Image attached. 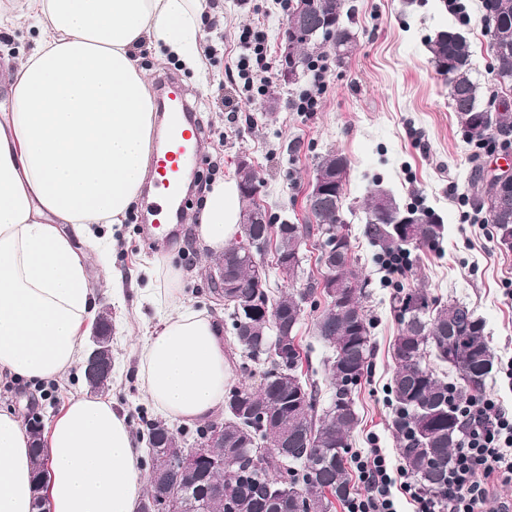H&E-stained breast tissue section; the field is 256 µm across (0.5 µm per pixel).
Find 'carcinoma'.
I'll list each match as a JSON object with an SVG mask.
<instances>
[{"label": "carcinoma", "instance_id": "carcinoma-1", "mask_svg": "<svg viewBox=\"0 0 512 512\" xmlns=\"http://www.w3.org/2000/svg\"><path fill=\"white\" fill-rule=\"evenodd\" d=\"M330 6L336 16V28L322 36L336 49L340 61L355 50L356 37L351 16L342 0H313V23L319 10ZM486 18L495 22L500 41L491 45L493 70L499 84L512 91V0H483ZM455 37L425 42L430 60L448 85L456 87L451 106L466 140L481 143L495 134L512 133V98L501 111L492 112L483 105L481 84L472 76L471 44L458 28L447 27ZM483 111L487 120L478 128L472 120ZM350 165L347 156L329 150L319 158L314 176L336 173V189L329 202L310 210L312 224H290L288 235L276 230L279 254L302 255L307 242L321 250L326 232L334 230L344 239V249L336 252V276L344 286L345 301L333 302L327 289H319L316 279H307L302 289H292L270 299L268 288L250 292L288 321L286 336H247L248 312L224 302L230 326V341L256 365L263 367L259 388L233 387L224 394V462L233 463L224 477V499L209 496L208 485L220 477L206 472L181 491V512H299L298 503L308 504L304 512H331L333 501H344L351 493L347 450L358 424L353 390L368 372L372 350V321L363 304L366 281L355 269L353 242L346 226L342 198ZM478 206L486 209L487 223L498 238L512 239V197L485 184L474 194ZM396 208L417 216L411 234L402 235L386 219L374 220L371 200L365 198L361 235L384 256L403 251L413 244H429L443 236L444 224L435 212L419 214L392 198ZM273 219L265 224H244L240 239L224 250L234 259L233 272L243 280L250 278L259 252L250 246L252 238L269 236ZM324 306L315 319L317 336L332 349L327 360L333 388L331 406L325 414L316 411L318 386L305 379L301 371V351L296 342L305 307ZM400 328L391 345L394 372L390 394L394 407L391 428L399 444L405 469L422 487L433 493L448 490V465L454 451L463 445L466 426L462 407L465 401L485 393L494 367V353L487 339L484 321L467 305L431 297L423 287L399 291L393 299ZM432 353L451 364L456 381L435 374L426 364ZM147 431L146 467L148 481L158 464L168 455L164 447L168 424L145 421ZM288 442V450L259 448L270 428Z\"/></svg>", "mask_w": 512, "mask_h": 512}]
</instances>
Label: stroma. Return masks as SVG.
<instances>
[{
    "instance_id": "1",
    "label": "stroma",
    "mask_w": 512,
    "mask_h": 512,
    "mask_svg": "<svg viewBox=\"0 0 512 512\" xmlns=\"http://www.w3.org/2000/svg\"><path fill=\"white\" fill-rule=\"evenodd\" d=\"M459 9H445L442 0H345L354 12L357 36L354 54L330 63L326 87L315 112H297L291 103L314 89L313 79L293 85L270 79L258 103L241 92L238 75V34L251 25L265 30L270 49H277L286 23L280 0H207L204 37L199 46L206 67L205 82L178 59L164 56L153 44L137 53L150 78L173 72L189 89L204 127L200 148L204 162L187 213L202 209L205 191L220 178L235 175L237 159L247 156L262 186L259 201L276 219L305 223V193L320 155L333 149L350 161L343 207L358 258L357 271L370 281L365 305L373 322V356L355 390L359 424L352 450L380 447L393 466L402 460L390 428L393 408L387 387L393 375L391 344L399 324L389 299L398 288L425 285L431 297L467 304L486 324L496 369L486 392L512 412V380L502 371L512 362V249L500 245L493 229L484 228L486 213L465 194L494 155L466 143L450 106L448 85L430 61L424 42L443 25L460 28L472 47L474 75L493 88L490 35L481 0H458ZM234 95L237 110L224 111L220 99ZM391 189L402 205L429 207L442 218L444 237L435 244L410 250L412 266L397 283L374 258L375 250L361 236L362 204L372 182ZM150 201L141 196L125 224L115 228L118 241L106 265L91 267L93 279L105 267L135 274L146 257L170 254L183 272L180 291L198 308L217 310L203 271L210 256L196 244L191 224L167 225L165 234L145 237L138 226ZM315 312L306 311L297 340L307 360L309 378L330 397L323 361L331 351L314 333ZM159 320L153 306L138 291H127L123 307L112 310L113 379L108 394L129 418H157L145 399L130 356L133 344L152 331ZM86 386L73 375L50 384L44 397L28 395L20 383L0 381V403L24 417L48 420L68 399Z\"/></svg>"
}]
</instances>
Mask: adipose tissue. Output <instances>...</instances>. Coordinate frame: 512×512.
<instances>
[{
    "label": "adipose tissue",
    "mask_w": 512,
    "mask_h": 512,
    "mask_svg": "<svg viewBox=\"0 0 512 512\" xmlns=\"http://www.w3.org/2000/svg\"><path fill=\"white\" fill-rule=\"evenodd\" d=\"M204 0H7L0 25H25L32 46L4 56L0 113V377L30 390L83 361L102 299L121 301L120 273L96 285L93 258L112 247L141 195L157 114L134 50L147 40L196 62ZM236 178L212 182L194 218L199 247L222 255L240 234ZM181 272L158 255L140 269L162 316L133 347L147 401L173 420L224 409L230 370L222 317L194 308ZM50 512H135L144 485L133 429L111 398L78 394L44 434ZM29 434L0 408V512H32Z\"/></svg>",
    "instance_id": "obj_1"
}]
</instances>
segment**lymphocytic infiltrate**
<instances>
[{
	"label": "lymphocytic infiltrate",
	"mask_w": 512,
	"mask_h": 512,
	"mask_svg": "<svg viewBox=\"0 0 512 512\" xmlns=\"http://www.w3.org/2000/svg\"><path fill=\"white\" fill-rule=\"evenodd\" d=\"M238 70L248 88L264 89L271 68L268 40L263 29L248 26L238 38ZM465 416L475 429L456 449L448 468V491L437 495L424 490L406 470H392L388 455L379 448L353 458L359 484L345 503L347 512H398L397 495H404L413 512H484L489 499L486 480L497 476L512 483V413L499 402L481 396L467 401Z\"/></svg>",
	"instance_id": "f902f5d3"
}]
</instances>
